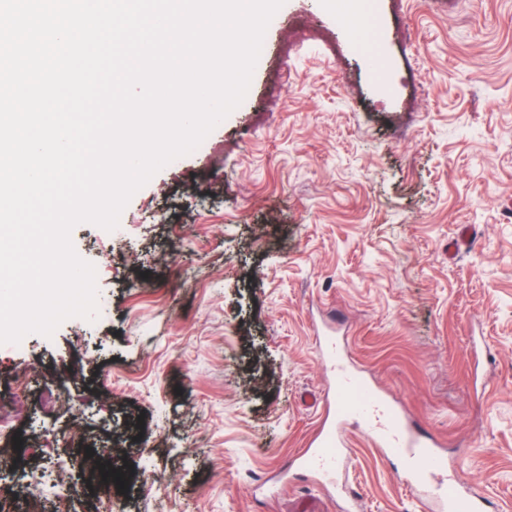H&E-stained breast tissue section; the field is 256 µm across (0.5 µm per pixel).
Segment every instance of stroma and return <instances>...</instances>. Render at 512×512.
I'll use <instances>...</instances> for the list:
<instances>
[{"label":"stroma","instance_id":"35a3bbf8","mask_svg":"<svg viewBox=\"0 0 512 512\" xmlns=\"http://www.w3.org/2000/svg\"><path fill=\"white\" fill-rule=\"evenodd\" d=\"M372 3L349 26L285 0L210 149L120 231L73 229L108 308L0 344V400L29 381L0 430L13 512H91L81 460L57 499L72 424L122 450L125 512H436L353 418L336 477L297 467L334 398L323 336L481 512H512V0Z\"/></svg>","mask_w":512,"mask_h":512}]
</instances>
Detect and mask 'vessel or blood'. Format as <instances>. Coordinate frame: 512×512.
I'll return each instance as SVG.
<instances>
[{"label":"vessel or blood","instance_id":"vessel-or-blood-1","mask_svg":"<svg viewBox=\"0 0 512 512\" xmlns=\"http://www.w3.org/2000/svg\"><path fill=\"white\" fill-rule=\"evenodd\" d=\"M325 356L336 370V419L356 415L366 420L383 452L405 463L411 489L433 498L445 512H479L476 498L462 492L456 480L436 481V474L446 467L444 458L418 435L407 431L394 408L367 381L348 370L335 349L326 350ZM340 445L335 428H327L317 436L314 448L299 458L298 464L306 470L335 472L343 462Z\"/></svg>","mask_w":512,"mask_h":512}]
</instances>
